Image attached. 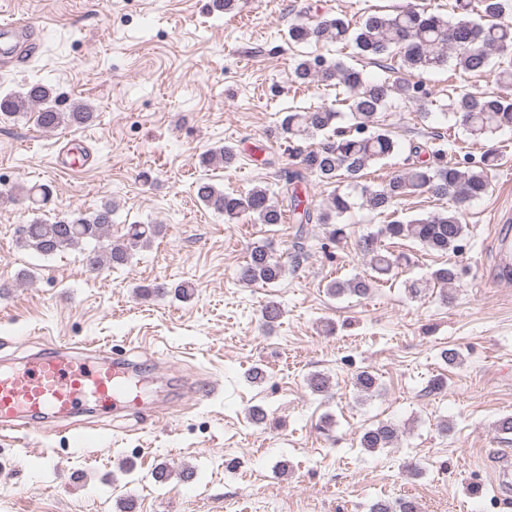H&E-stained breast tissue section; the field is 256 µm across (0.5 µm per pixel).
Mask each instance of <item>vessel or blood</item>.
Wrapping results in <instances>:
<instances>
[{
  "label": "vessel or blood",
  "mask_w": 512,
  "mask_h": 512,
  "mask_svg": "<svg viewBox=\"0 0 512 512\" xmlns=\"http://www.w3.org/2000/svg\"><path fill=\"white\" fill-rule=\"evenodd\" d=\"M34 31V24L22 17L1 21L0 62H17ZM496 243L499 277L506 283L512 281L511 212L500 217ZM133 373L132 361L124 357L98 355L76 362L62 350L37 357L23 371L0 369V431L35 426L47 415L67 418L89 399L102 407L136 411L143 401L129 390Z\"/></svg>",
  "instance_id": "obj_1"
}]
</instances>
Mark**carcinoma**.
Masks as SVG:
<instances>
[{
	"label": "carcinoma",
	"mask_w": 512,
	"mask_h": 512,
	"mask_svg": "<svg viewBox=\"0 0 512 512\" xmlns=\"http://www.w3.org/2000/svg\"><path fill=\"white\" fill-rule=\"evenodd\" d=\"M454 9L461 11V15L452 20L408 8L389 15L366 14L354 29L340 18L322 17L291 26L288 40L295 44L321 40L350 44L358 56L371 60L387 59L396 52L404 77L390 83L370 79L354 67L321 57L297 60L292 69L294 82L326 87L342 84L350 90L349 126H337L342 113L326 105L291 110L282 119L278 135L299 159V168L284 172V184L279 192L287 201L284 207L275 201L267 187L255 186L244 194H226L206 179L195 184L197 199L224 215L227 224L243 214L266 225L283 224L290 219L298 225L299 238L304 225L323 224L332 242L348 238L349 225L344 223V217L353 208L350 194L338 187L340 183L360 187L362 205L378 214L386 213L399 199L413 194L427 192L451 201V206L441 213L408 222L393 220L361 236L357 247L369 257L373 276L332 280L327 285V292L332 296L348 293L364 297L374 283L393 275L403 256L385 249V240L412 239L442 254L457 251L464 236L462 211L467 204L488 193L489 170L497 161L494 152L484 153L478 161L466 155L448 162L443 151L430 152L411 143L409 157L413 163L406 171L374 188L361 183L371 164L401 150L393 132L381 123V114L386 111L392 94L422 105L428 96L422 76L448 66L451 60L465 73L492 71L497 82L512 84V23L506 20L507 14L512 13V0H456ZM52 98V88L42 84H33L21 93H8L0 97V117L32 112L44 130L86 125L95 119V112L87 105L61 112L52 104ZM448 109V119L454 126L465 129L475 140L512 128V100L496 94L452 93L448 95ZM317 136L322 137L318 145H304ZM428 152L432 158H422ZM236 159L233 147L224 146L202 154L200 164L229 168ZM309 174L335 185L327 201L317 207L302 204L298 192V184ZM50 196L51 190L46 185L29 187L23 183L15 184L11 193L12 199L27 200L33 205L46 204ZM112 212V203L106 202L89 215L53 222L34 218L18 227V241L21 247L42 256L77 250L90 272L118 268L127 264L132 251L149 246L160 228L132 224L124 238L114 243L109 237ZM284 274L285 265L271 246L257 242L236 277L247 285L272 284ZM432 279L446 298L448 288L457 281V272L452 266L439 268ZM398 437L399 429L395 425L380 423L364 432L361 446L370 452L391 448ZM417 509V503L411 499L394 502L380 499L371 505L370 512H417Z\"/></svg>",
	"instance_id": "carcinoma-1"
}]
</instances>
